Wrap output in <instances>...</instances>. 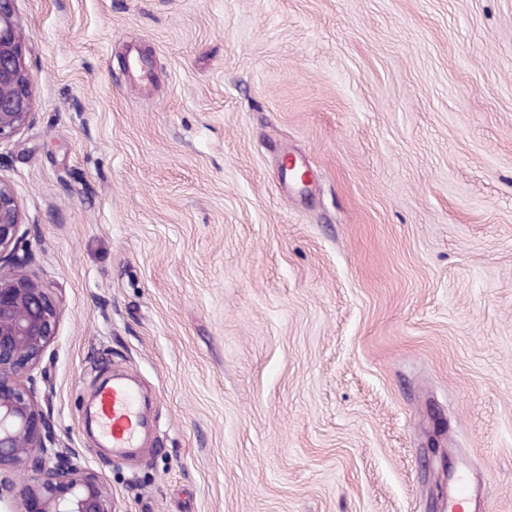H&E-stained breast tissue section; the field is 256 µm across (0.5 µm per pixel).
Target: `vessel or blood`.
<instances>
[{
  "instance_id": "b4317fda",
  "label": "vessel or blood",
  "mask_w": 512,
  "mask_h": 512,
  "mask_svg": "<svg viewBox=\"0 0 512 512\" xmlns=\"http://www.w3.org/2000/svg\"><path fill=\"white\" fill-rule=\"evenodd\" d=\"M97 418L100 430L113 451L119 454L139 445V400L133 386L123 380L97 388ZM473 492V484L455 476L448 485L449 512H458Z\"/></svg>"
}]
</instances>
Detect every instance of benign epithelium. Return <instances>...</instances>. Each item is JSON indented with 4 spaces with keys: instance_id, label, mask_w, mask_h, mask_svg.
Returning <instances> with one entry per match:
<instances>
[{
    "instance_id": "1",
    "label": "benign epithelium",
    "mask_w": 512,
    "mask_h": 512,
    "mask_svg": "<svg viewBox=\"0 0 512 512\" xmlns=\"http://www.w3.org/2000/svg\"><path fill=\"white\" fill-rule=\"evenodd\" d=\"M26 54L14 0H0V142L35 117ZM20 226L14 191L0 180V504L5 512H112L103 478L58 447L36 399L34 371L57 338L59 308L15 252ZM17 470L32 481L18 495L6 477Z\"/></svg>"
}]
</instances>
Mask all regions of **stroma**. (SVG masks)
<instances>
[{"mask_svg": "<svg viewBox=\"0 0 512 512\" xmlns=\"http://www.w3.org/2000/svg\"><path fill=\"white\" fill-rule=\"evenodd\" d=\"M14 7L37 400L114 512H512V0ZM118 373L134 456L87 427ZM473 492V484L465 476H455L448 484V511L460 510V504L468 500Z\"/></svg>", "mask_w": 512, "mask_h": 512, "instance_id": "obj_1", "label": "stroma"}]
</instances>
